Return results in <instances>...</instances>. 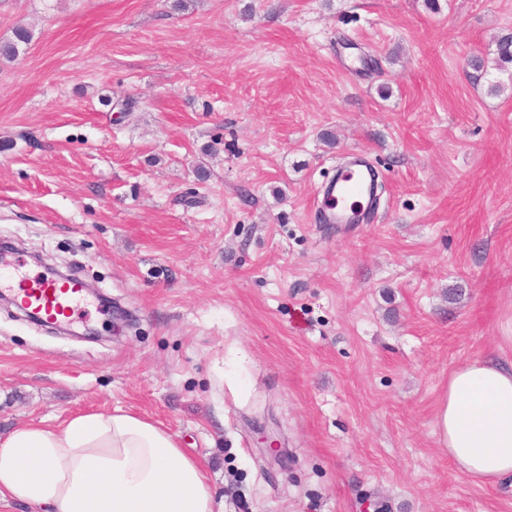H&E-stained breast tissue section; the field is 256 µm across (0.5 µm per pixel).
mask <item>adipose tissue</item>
<instances>
[{"mask_svg": "<svg viewBox=\"0 0 512 512\" xmlns=\"http://www.w3.org/2000/svg\"><path fill=\"white\" fill-rule=\"evenodd\" d=\"M436 427L460 469L492 485L512 479V366L480 358L454 369ZM0 501L39 512H220L177 439L120 408L0 437Z\"/></svg>", "mask_w": 512, "mask_h": 512, "instance_id": "adipose-tissue-1", "label": "adipose tissue"}]
</instances>
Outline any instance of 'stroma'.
Listing matches in <instances>:
<instances>
[{"mask_svg": "<svg viewBox=\"0 0 512 512\" xmlns=\"http://www.w3.org/2000/svg\"><path fill=\"white\" fill-rule=\"evenodd\" d=\"M19 24L0 275L40 254L132 323L0 305L1 435L119 407L223 512H512L435 433L452 370L512 363V65L469 64L512 0H0ZM358 151L379 204L321 223Z\"/></svg>", "mask_w": 512, "mask_h": 512, "instance_id": "35a3bbf8", "label": "stroma"}]
</instances>
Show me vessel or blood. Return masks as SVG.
Returning <instances> with one entry per match:
<instances>
[{
    "mask_svg": "<svg viewBox=\"0 0 512 512\" xmlns=\"http://www.w3.org/2000/svg\"><path fill=\"white\" fill-rule=\"evenodd\" d=\"M374 182L373 171L364 160L340 165L316 201L324 223H363L374 202ZM12 276L21 284L24 307L38 313L45 321H70L83 301L84 291L79 279L32 276L19 267L14 268Z\"/></svg>",
    "mask_w": 512,
    "mask_h": 512,
    "instance_id": "1",
    "label": "vessel or blood"
}]
</instances>
